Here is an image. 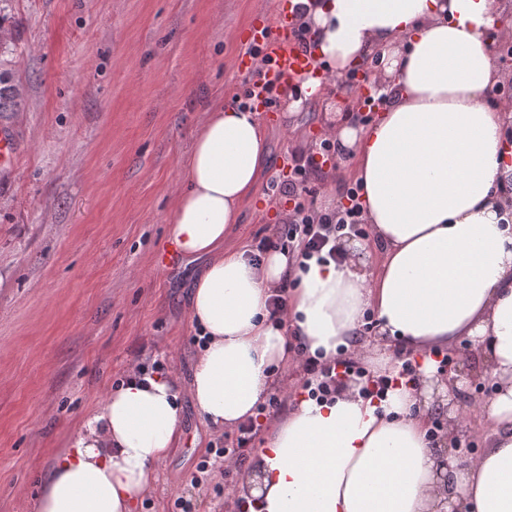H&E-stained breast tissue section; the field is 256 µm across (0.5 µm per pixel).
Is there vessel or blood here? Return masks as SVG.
Masks as SVG:
<instances>
[{"label":"vessel or blood","mask_w":512,"mask_h":512,"mask_svg":"<svg viewBox=\"0 0 512 512\" xmlns=\"http://www.w3.org/2000/svg\"><path fill=\"white\" fill-rule=\"evenodd\" d=\"M296 14L291 10H280L273 22L253 25L249 30L251 42L260 45L268 57L266 64L257 59L243 56L238 68L244 72H255L251 85L257 108H264L267 83L284 86L293 75L309 70H317V58L311 48L306 47L296 35Z\"/></svg>","instance_id":"1"}]
</instances>
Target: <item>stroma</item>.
I'll list each match as a JSON object with an SVG mask.
<instances>
[{"label":"stroma","mask_w":512,"mask_h":512,"mask_svg":"<svg viewBox=\"0 0 512 512\" xmlns=\"http://www.w3.org/2000/svg\"><path fill=\"white\" fill-rule=\"evenodd\" d=\"M288 0H0V71L18 85L20 111L0 117L20 152L0 176V512H35L54 455L101 407L132 364L163 360L187 378L196 351L190 316L194 266L158 267L167 221L186 187L184 163L204 113L245 90L234 67L259 16ZM262 113L266 169L235 238L258 243L295 198L263 186L305 164L328 127L348 122L340 98ZM483 388L462 385L454 406L474 453L488 445ZM182 436L136 512H225L221 475L190 481L219 438L192 405Z\"/></svg>","instance_id":"35a3bbf8"}]
</instances>
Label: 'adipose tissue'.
I'll return each mask as SVG.
<instances>
[{"label":"adipose tissue","mask_w":512,"mask_h":512,"mask_svg":"<svg viewBox=\"0 0 512 512\" xmlns=\"http://www.w3.org/2000/svg\"><path fill=\"white\" fill-rule=\"evenodd\" d=\"M331 73L370 62L385 100L373 124L336 140L363 185L371 241L342 239V262L298 260L249 243L225 248L267 157L257 112L210 107L186 167L167 240L201 262L191 321L205 337L188 385L146 373L112 388L57 455L36 512H133L178 443L182 397L224 431L264 403L276 367L293 361L289 334L310 355L336 357L365 312L375 342L397 339L423 359L418 383L331 401L302 396L265 437L236 497L251 512H512V112L491 105L504 80L493 45L508 32L491 0H291ZM383 247L370 270V245ZM291 282L290 324L266 302ZM480 346L496 390L483 406L491 443L479 456L444 454L430 437L434 396H447L428 355L460 338Z\"/></svg>","instance_id":"adipose-tissue-1"}]
</instances>
